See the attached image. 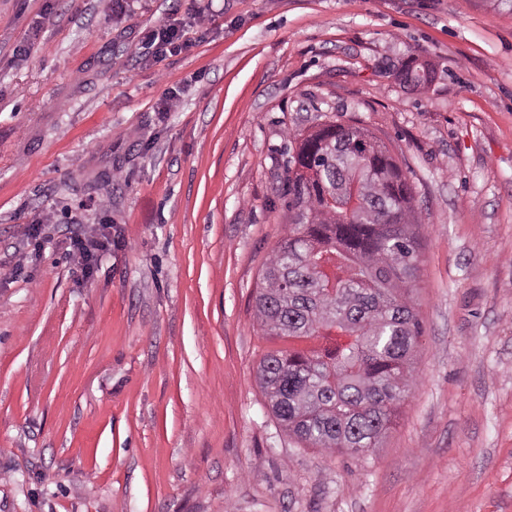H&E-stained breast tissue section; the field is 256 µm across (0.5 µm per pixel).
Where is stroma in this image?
Segmentation results:
<instances>
[{"instance_id": "1", "label": "stroma", "mask_w": 512, "mask_h": 512, "mask_svg": "<svg viewBox=\"0 0 512 512\" xmlns=\"http://www.w3.org/2000/svg\"><path fill=\"white\" fill-rule=\"evenodd\" d=\"M169 18L192 44L159 62ZM332 122L422 221L417 384L360 457L257 384L292 346L254 313L288 148ZM0 512H512V7L0 0Z\"/></svg>"}]
</instances>
